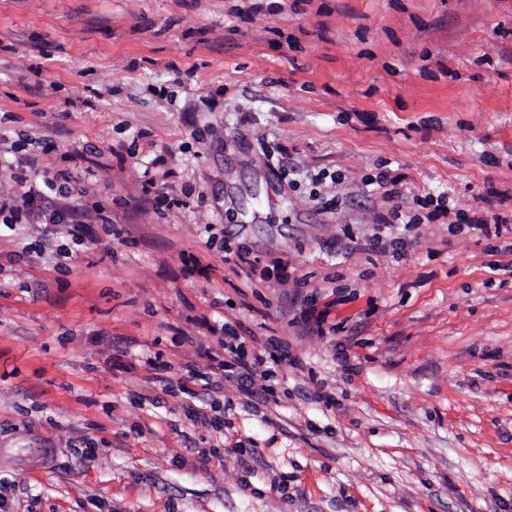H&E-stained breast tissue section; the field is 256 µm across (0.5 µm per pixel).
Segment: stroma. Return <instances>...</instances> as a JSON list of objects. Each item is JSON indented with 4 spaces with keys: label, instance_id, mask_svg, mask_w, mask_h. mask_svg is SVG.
Segmentation results:
<instances>
[{
    "label": "stroma",
    "instance_id": "35a3bbf8",
    "mask_svg": "<svg viewBox=\"0 0 512 512\" xmlns=\"http://www.w3.org/2000/svg\"><path fill=\"white\" fill-rule=\"evenodd\" d=\"M59 170L83 241L0 223V512H512V0H0V201ZM446 201L445 196L437 197V205L433 210L427 212L425 216L427 222H424L419 213L409 216L406 212H402L400 207L392 206L386 214L380 215L379 224H429L434 220L437 213H446L448 215V206H445ZM221 344L224 348V359L218 362L217 369L225 371L227 368L237 366L240 377L250 381L257 375L262 377L265 374L266 370L262 369L266 363L264 356L249 355L244 339L238 336L236 329L228 323L224 324V342Z\"/></svg>",
    "mask_w": 512,
    "mask_h": 512
}]
</instances>
